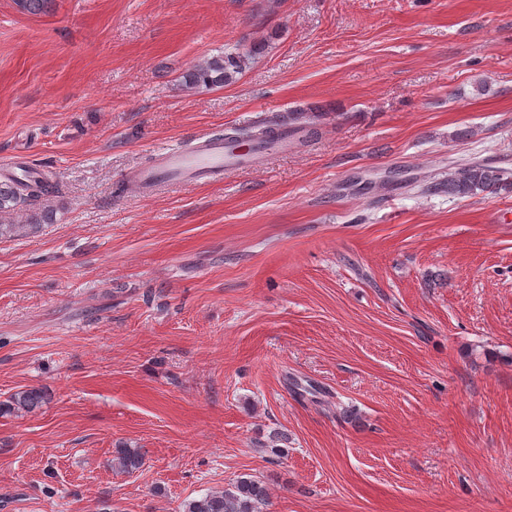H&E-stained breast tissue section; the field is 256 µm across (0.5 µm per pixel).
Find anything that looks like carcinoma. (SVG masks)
I'll return each mask as SVG.
<instances>
[{"mask_svg":"<svg viewBox=\"0 0 512 512\" xmlns=\"http://www.w3.org/2000/svg\"><path fill=\"white\" fill-rule=\"evenodd\" d=\"M54 0H18L20 10L37 15L49 11ZM245 64L244 57L229 54L217 56L199 62L181 75V82L187 89L200 87H222L241 73ZM51 184L48 177L39 176L30 182H0V214H8L19 208L27 198H38L49 192ZM431 192H448V196L474 198L483 193H512V171L494 165L489 160H451L448 162V179L429 187ZM53 212L42 210L29 216V223L0 224V238L14 235L18 229L25 228L33 233L42 225L52 221ZM45 400V394L37 388H29L11 394L0 402V415L15 412L31 413L39 409ZM115 465L126 473L142 467V455L138 449L126 444L117 446L114 456ZM269 500V492L264 481L252 476L238 477L232 488L212 492L199 499L187 501L183 512H263Z\"/></svg>","mask_w":512,"mask_h":512,"instance_id":"carcinoma-1","label":"carcinoma"}]
</instances>
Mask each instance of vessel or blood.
I'll return each mask as SVG.
<instances>
[{"label":"vessel or blood","instance_id":"b4317fda","mask_svg":"<svg viewBox=\"0 0 512 512\" xmlns=\"http://www.w3.org/2000/svg\"><path fill=\"white\" fill-rule=\"evenodd\" d=\"M300 132L287 120H280L275 136L262 150L241 152L225 144L222 137L202 134L192 147H164L155 154L154 163L138 171L135 183L141 190L163 184H194L240 170L257 160L260 154L284 153Z\"/></svg>","mask_w":512,"mask_h":512}]
</instances>
